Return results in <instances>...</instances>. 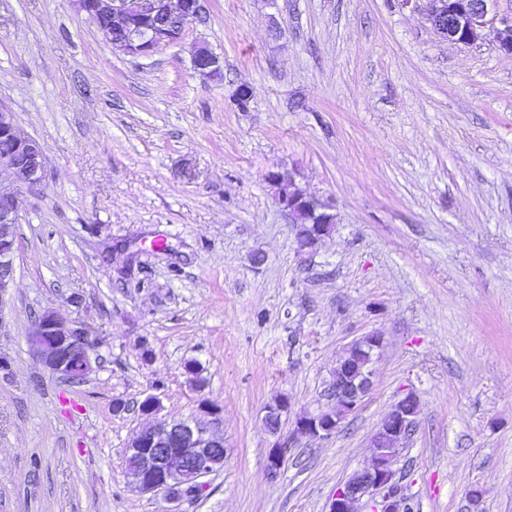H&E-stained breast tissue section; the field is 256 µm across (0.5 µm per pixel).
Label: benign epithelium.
Returning a JSON list of instances; mask_svg holds the SVG:
<instances>
[{
    "label": "benign epithelium",
    "instance_id": "obj_1",
    "mask_svg": "<svg viewBox=\"0 0 512 512\" xmlns=\"http://www.w3.org/2000/svg\"><path fill=\"white\" fill-rule=\"evenodd\" d=\"M419 1L426 22L441 39L471 45L494 32L499 51L512 56V0H401L406 6ZM504 3L508 4L506 10ZM86 4L87 0H79V11L89 10L106 20L98 26L104 40L113 49L137 58H150L176 43L202 11L200 0H94L89 9ZM192 64L194 71L210 74L217 70L219 59L208 47L200 46ZM0 136L14 145L11 155L0 156V183L37 186L46 171L40 143L15 122L13 113L2 108ZM280 204L292 217L297 212L310 217L304 227L293 225L300 254L313 249L326 236L324 225L335 220L331 205L297 187ZM19 224L17 196L0 191V303L9 295L14 279ZM29 345L36 363L63 380L80 382L92 370L89 331L51 309L33 315ZM382 346V337L371 333L344 348L325 389L326 407L296 418L288 442L273 449L272 469L284 461L288 443L303 437L329 438L346 416L361 406L372 384L373 360ZM418 412V400L411 393L391 407L370 438L373 451L368 463L336 489L330 512H359L365 500L372 503L373 512H405L406 497L395 465L416 431ZM125 454L137 461L128 474L142 492L171 499L183 493L200 497L209 488L206 475L224 459V438L214 427L196 420L159 422L133 434Z\"/></svg>",
    "mask_w": 512,
    "mask_h": 512
}]
</instances>
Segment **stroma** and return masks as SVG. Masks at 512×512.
<instances>
[{
    "label": "stroma",
    "instance_id": "1",
    "mask_svg": "<svg viewBox=\"0 0 512 512\" xmlns=\"http://www.w3.org/2000/svg\"><path fill=\"white\" fill-rule=\"evenodd\" d=\"M202 3L180 42L137 58L74 0H0V107L47 160L18 192L0 304V512H329L408 393L414 512H512V57L492 34L440 39L399 0ZM200 44L217 74L194 73ZM273 169L335 209L307 256ZM46 307L91 333L83 382L29 350ZM369 333L384 347L361 407L269 472L267 406L288 399L286 429L324 407ZM205 401L225 460L207 496L139 492L129 438Z\"/></svg>",
    "mask_w": 512,
    "mask_h": 512
}]
</instances>
